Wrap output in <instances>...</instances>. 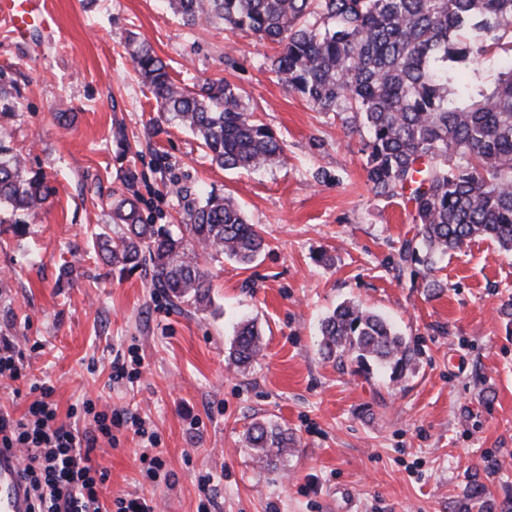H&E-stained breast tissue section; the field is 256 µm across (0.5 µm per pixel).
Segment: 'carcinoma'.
I'll return each instance as SVG.
<instances>
[{
  "mask_svg": "<svg viewBox=\"0 0 512 512\" xmlns=\"http://www.w3.org/2000/svg\"><path fill=\"white\" fill-rule=\"evenodd\" d=\"M187 26L221 21L277 48L271 70L286 90L362 134L367 181L377 196L412 204L416 235L398 252L411 282L440 287L437 259L478 237L512 251V0H170ZM135 69L163 117L189 130L226 170L254 172L280 161L285 145L255 120L225 79L177 84L147 42H128ZM496 53L499 73L473 79ZM44 178L27 170L0 134V210L25 224L48 202ZM94 250L121 269L150 265L156 287L196 308L210 303L197 249L246 266L265 250L255 225L229 197L210 195L186 211L185 232L143 221L138 201L113 208ZM324 358L399 379L415 351L383 315L344 301L319 327ZM262 351V332L241 323L229 353L240 368ZM243 447L260 468H281L296 448L281 425L255 421Z\"/></svg>",
  "mask_w": 512,
  "mask_h": 512,
  "instance_id": "obj_1",
  "label": "carcinoma"
}]
</instances>
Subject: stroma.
<instances>
[{
  "instance_id": "1",
  "label": "stroma",
  "mask_w": 512,
  "mask_h": 512,
  "mask_svg": "<svg viewBox=\"0 0 512 512\" xmlns=\"http://www.w3.org/2000/svg\"><path fill=\"white\" fill-rule=\"evenodd\" d=\"M51 29L17 39L0 21V74L19 94L0 117L29 170L54 190L25 224H0V342L25 355V377L0 378V407L21 416L49 380L59 413L83 400L136 413L165 461L145 476L144 443L116 430L96 459L105 499L131 493L154 512H466L479 481L492 512H512V252L477 238L441 257L439 293L391 263L414 237L410 205L375 195L359 134L288 93L273 49L223 24L183 25L168 0H45ZM147 40L172 77L227 79L287 160L251 173L212 163L162 120L126 50ZM232 66H225V58ZM67 120H57V113ZM215 193L233 199L268 247L241 266L203 251L206 309L169 298L150 267L113 269L92 248L112 205L135 197L151 224L182 223ZM352 301L386 316L415 350L402 380L326 360L318 326ZM263 333L257 363L229 366L238 323ZM141 356L133 382L112 361ZM256 418L296 437L286 471L260 469L241 438ZM214 480L208 492L200 476Z\"/></svg>"
}]
</instances>
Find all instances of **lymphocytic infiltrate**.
I'll list each match as a JSON object with an SVG mask.
<instances>
[{
  "mask_svg": "<svg viewBox=\"0 0 512 512\" xmlns=\"http://www.w3.org/2000/svg\"><path fill=\"white\" fill-rule=\"evenodd\" d=\"M39 396L21 416L0 409V449H22L21 477L31 494L29 512H154L151 500L129 494L105 503L100 488L108 479L94 451L99 441H113V429L131 428L149 445L157 440L146 419L137 415L95 410L91 401L59 414L54 387L36 384ZM92 415L90 427L76 431L72 419Z\"/></svg>",
  "mask_w": 512,
  "mask_h": 512,
  "instance_id": "1",
  "label": "lymphocytic infiltrate"
}]
</instances>
